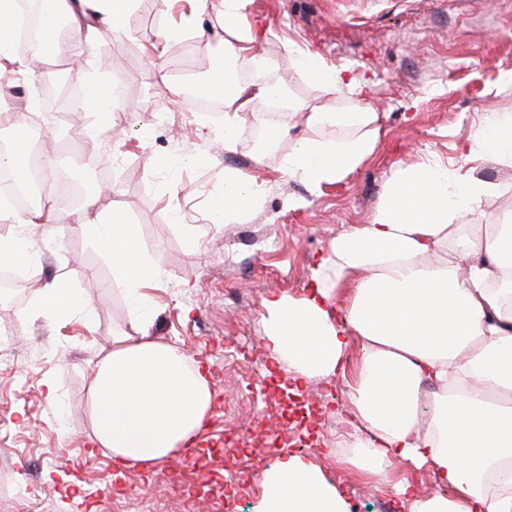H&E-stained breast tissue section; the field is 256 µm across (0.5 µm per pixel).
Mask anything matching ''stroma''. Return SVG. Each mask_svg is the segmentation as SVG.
I'll use <instances>...</instances> for the list:
<instances>
[{
    "instance_id": "obj_1",
    "label": "stroma",
    "mask_w": 512,
    "mask_h": 512,
    "mask_svg": "<svg viewBox=\"0 0 512 512\" xmlns=\"http://www.w3.org/2000/svg\"><path fill=\"white\" fill-rule=\"evenodd\" d=\"M249 21L271 26L256 46L268 62L265 79L287 84L293 100L331 101L349 107L356 95L377 108L379 143L374 154L343 179L314 187L289 175V155L313 141H350L354 132L306 124L294 127L277 153L249 145L256 124L247 115L232 151L224 126L202 119L189 103L187 84L201 83L224 61V24L202 0H138L115 28L83 52L82 69L121 76L117 109H93V92L75 118L51 112L43 95L46 66L75 79L68 48L46 53L16 76L0 77V135L21 128L25 108L42 124L41 150L65 172L82 169L85 181L107 189L115 217L137 230L143 254L159 260L162 278L143 288L141 300L117 285V269L87 225L68 222L70 206L54 202L60 221L52 236L0 220V236L24 232L39 278L61 291H78L92 316L37 311L38 289L24 309L0 305V327L20 322L22 333L0 349V463L10 489L32 512H184L175 484L162 474L180 471L183 456L149 470L115 469L96 447L88 423L89 387L99 353L115 334L140 318L151 338L171 345L209 373L213 393L210 436L194 456L212 478L200 489L193 512H256L263 476L282 453L317 458L348 512H407L388 485L363 477L348 464L346 439L371 434L351 421L343 380L316 378L293 395L280 386L267 357L266 299L299 295L318 255L337 235L369 223L394 171L438 157L450 168L507 185L502 196L463 215L465 224H490L512 205V168L473 163L460 143L512 113V0H249ZM182 30L205 64L177 70L175 39ZM164 43V55L153 44ZM309 55L327 68L345 69L351 87L326 97L316 78L297 65ZM99 127L98 142L77 139L76 128ZM253 178L260 201L243 224H217L213 207L225 181ZM59 382L56 397L45 383ZM254 443L236 471L248 493L225 497L218 478L228 437Z\"/></svg>"
}]
</instances>
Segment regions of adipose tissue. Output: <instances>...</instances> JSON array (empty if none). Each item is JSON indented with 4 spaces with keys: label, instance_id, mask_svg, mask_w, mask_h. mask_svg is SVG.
I'll use <instances>...</instances> for the list:
<instances>
[{
    "label": "adipose tissue",
    "instance_id": "1",
    "mask_svg": "<svg viewBox=\"0 0 512 512\" xmlns=\"http://www.w3.org/2000/svg\"><path fill=\"white\" fill-rule=\"evenodd\" d=\"M135 0H57L75 34L94 42L117 7ZM224 18L225 65L205 90L224 105V148L233 150L245 109L271 98L313 122L335 115L328 104L289 99L287 86L241 84L234 63L265 61L253 52L262 33L244 15L245 0H215ZM366 135L347 143H313L289 156V174L318 186L355 171L378 147L377 112L355 100L340 115ZM499 183L460 173L439 159L398 169L369 223L337 236L319 256L301 295L267 300L268 353L293 385L349 378L348 413L373 434L351 464L391 485L408 512H512V213L473 227L458 216L499 195ZM249 179L224 185L215 219L238 223L256 208ZM79 223L96 227L100 248L116 256L118 281L135 290L161 273L145 260L133 225L119 224L90 197ZM362 353L349 362L352 341ZM437 388L436 410L422 420L423 384ZM212 394L204 368L132 323L99 354L90 387L96 443L113 461L144 468L180 455L203 434ZM396 462L429 467L449 495L419 497L392 480ZM257 512H347L321 466L285 455L264 475Z\"/></svg>",
    "mask_w": 512,
    "mask_h": 512
}]
</instances>
